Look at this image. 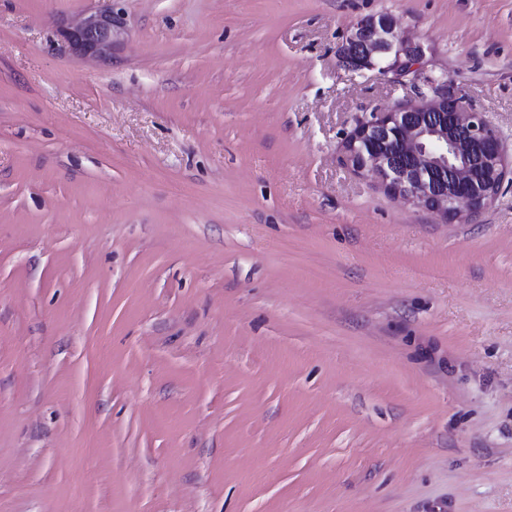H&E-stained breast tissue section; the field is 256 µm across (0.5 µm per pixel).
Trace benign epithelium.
<instances>
[{
	"mask_svg": "<svg viewBox=\"0 0 512 512\" xmlns=\"http://www.w3.org/2000/svg\"><path fill=\"white\" fill-rule=\"evenodd\" d=\"M119 27L109 4L87 12L61 36L73 54L106 60ZM340 53L350 69L411 74L433 91L358 117L341 144L346 168L370 173L388 196L446 220L462 222L496 199L512 174V157L484 113L450 94L443 78L423 71L424 46L404 37L393 15L359 19Z\"/></svg>",
	"mask_w": 512,
	"mask_h": 512,
	"instance_id": "obj_1",
	"label": "benign epithelium"
}]
</instances>
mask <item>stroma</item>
Segmentation results:
<instances>
[{
  "label": "stroma",
  "mask_w": 512,
  "mask_h": 512,
  "mask_svg": "<svg viewBox=\"0 0 512 512\" xmlns=\"http://www.w3.org/2000/svg\"><path fill=\"white\" fill-rule=\"evenodd\" d=\"M0 0V512H512V180L470 221L340 161L420 81L512 153V0ZM104 1L111 4L87 12L61 31L69 50L78 57L106 60L112 56L114 35L121 22L112 10V0Z\"/></svg>",
  "instance_id": "stroma-1"
}]
</instances>
